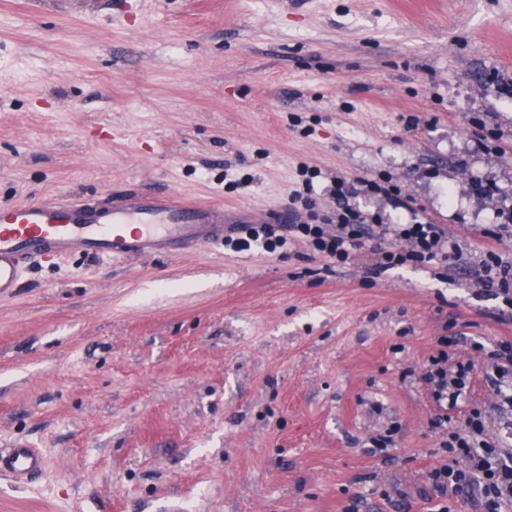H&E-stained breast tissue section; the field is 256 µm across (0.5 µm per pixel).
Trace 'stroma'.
Masks as SVG:
<instances>
[{"instance_id": "35a3bbf8", "label": "stroma", "mask_w": 512, "mask_h": 512, "mask_svg": "<svg viewBox=\"0 0 512 512\" xmlns=\"http://www.w3.org/2000/svg\"><path fill=\"white\" fill-rule=\"evenodd\" d=\"M320 170L313 210L440 224L456 266L339 267L301 233L274 253L203 245L122 262L35 260L0 299V512H484L441 499L451 430L480 412L512 450L490 354L512 299V0H0V204L126 190L247 224ZM399 195L371 194L367 181ZM469 384L447 427L438 350ZM496 269L492 266L482 263L475 269V276L477 280L484 286H488L494 282L495 277H501L502 280H507L509 277L512 280V264L496 261ZM41 468V457L25 443H15L8 453H0V472H10L16 478H28Z\"/></svg>"}]
</instances>
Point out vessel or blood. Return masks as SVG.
I'll return each instance as SVG.
<instances>
[{"label":"vessel or blood","instance_id":"obj_1","mask_svg":"<svg viewBox=\"0 0 512 512\" xmlns=\"http://www.w3.org/2000/svg\"><path fill=\"white\" fill-rule=\"evenodd\" d=\"M223 241V207L157 193L0 205V297L16 292L23 268L37 257L86 253L120 262ZM41 468V457L27 444L0 453V472L27 478Z\"/></svg>","mask_w":512,"mask_h":512}]
</instances>
